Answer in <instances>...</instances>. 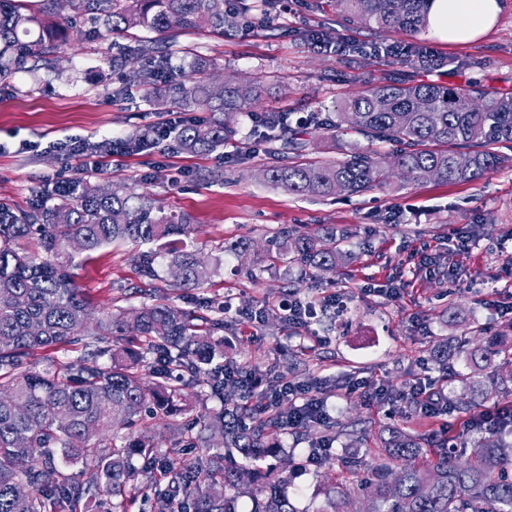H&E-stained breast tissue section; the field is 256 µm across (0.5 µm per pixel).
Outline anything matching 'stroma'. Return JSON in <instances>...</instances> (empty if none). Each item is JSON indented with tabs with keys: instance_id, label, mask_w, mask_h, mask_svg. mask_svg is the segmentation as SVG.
Returning <instances> with one entry per match:
<instances>
[{
	"instance_id": "1",
	"label": "stroma",
	"mask_w": 512,
	"mask_h": 512,
	"mask_svg": "<svg viewBox=\"0 0 512 512\" xmlns=\"http://www.w3.org/2000/svg\"><path fill=\"white\" fill-rule=\"evenodd\" d=\"M503 2L496 27L462 47L422 30L342 25L334 0H288L267 29L247 26L221 37L181 35L184 51L171 59L175 82L189 77L192 61L200 56L210 60L213 80L262 77L269 92L251 115L240 117L236 140L225 148L197 155L158 141L137 153L103 155L102 169L91 174L84 172L81 158L57 149V142L133 136L166 118L171 108L149 105L133 88L119 91L117 74L105 61L132 44V37L72 38L60 63L62 77L22 71L0 81V200L24 209L38 191L83 175L105 186L152 194L165 212L190 219L191 244L202 258L223 260L220 274L200 289L186 290L180 304L191 307L201 294L228 305L225 362L257 374L269 362H283L289 380L330 394L333 418L357 423L367 438H375L400 422L404 405L377 404L370 382L407 391L437 374L431 341L458 334L463 325L512 329V143L495 144L505 164L472 182L407 184L396 176L381 189L319 200L288 194L259 178V170L277 159L253 136L254 119L268 112H287L295 119L311 112L334 114L347 95L388 74L451 87L477 81L492 94L510 96L512 0ZM316 29L359 49L343 55L318 51L309 40ZM399 41L430 50L438 66L425 69L361 51L365 45ZM369 148L389 160L397 146L371 145L350 134L316 136L308 140L306 157L334 162ZM291 226L306 233L347 230L342 248L348 260L330 271L263 262L269 241ZM452 232L470 238L469 250L449 248ZM242 239L250 244L245 257L225 251V244ZM132 251L131 244L115 243L77 256L76 282L94 314L152 303V296L139 291ZM287 279L320 310L319 321L273 320L248 337L236 312L279 306ZM452 308L458 313L453 325L448 322ZM317 336L324 337V345H314ZM316 434L312 426L283 437L298 464L288 490L299 512L308 508L316 489L331 486L335 475L326 467L301 464Z\"/></svg>"
}]
</instances>
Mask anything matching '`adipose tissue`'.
Returning a JSON list of instances; mask_svg holds the SVG:
<instances>
[{"label":"adipose tissue","instance_id":"ef3b65f1","mask_svg":"<svg viewBox=\"0 0 512 512\" xmlns=\"http://www.w3.org/2000/svg\"><path fill=\"white\" fill-rule=\"evenodd\" d=\"M501 0H429L427 30L451 45H467L492 31Z\"/></svg>","mask_w":512,"mask_h":512}]
</instances>
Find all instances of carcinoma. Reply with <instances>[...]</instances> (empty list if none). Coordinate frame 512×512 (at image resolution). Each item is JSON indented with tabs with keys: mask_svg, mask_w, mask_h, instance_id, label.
I'll list each match as a JSON object with an SVG mask.
<instances>
[{
	"mask_svg": "<svg viewBox=\"0 0 512 512\" xmlns=\"http://www.w3.org/2000/svg\"><path fill=\"white\" fill-rule=\"evenodd\" d=\"M228 0H68L70 14L60 16L58 0H39L29 10L21 0H0V80L27 65L58 69L70 31L89 25L85 34L103 37L131 30L152 36L137 40L120 55L143 65L125 74L145 91L146 101L172 103L182 112H209L207 124L189 121L173 130L175 147L186 153L212 152L235 139L238 116L255 106L266 87L257 81L170 84L163 80L168 60L179 50V37L205 32L224 36L241 21ZM428 0H336L347 24L379 30L418 31L425 27ZM307 126L318 134H353L369 142H394L399 150L393 168L408 183L426 178L471 182L499 167L503 160L491 145L512 142V96H494L471 83L463 89L424 82L381 80L365 93H352L337 105L336 118L313 112ZM274 132L271 152L300 154L307 140L289 115L266 117ZM390 168L378 157L355 151L337 162L281 163L264 169L265 181L289 194L327 198L352 195L386 185ZM191 232L182 217L164 215L152 198L119 192L84 179H73L41 193L36 204L21 209L0 201V512H128L135 497L156 499L159 512H238L243 496L250 512H299L285 491V470L268 467L284 457L280 436L288 433V411L276 405L258 416L235 400L225 384L221 310L209 316L207 300L193 308L174 303L172 295L197 288L220 271L184 249ZM348 231L307 234L285 229L270 241L271 261L304 269L330 270L346 258L340 244ZM167 240V270L160 274L158 254L132 255L137 274L158 281L156 302L129 313L113 309L90 319V303L75 281L79 253L114 242L137 247ZM432 345V359L443 370L439 381L473 397L490 400L512 379V337L479 330ZM465 355L471 370L448 369V351ZM50 357L39 368L38 353ZM74 353L62 361L55 354ZM507 370L493 378L485 368ZM150 377L152 382L145 383ZM206 396L221 408L200 424L180 417L189 400ZM425 416L409 401L406 422L389 430L377 448L374 476L366 484L330 488L305 512H347L358 490L371 512H512V435L466 424L454 437L433 439L408 427ZM348 431L326 421L307 452L327 451ZM207 449L195 462L162 450L166 434ZM242 461L233 463L231 454ZM82 464L86 480L62 463ZM30 492L21 495L19 484Z\"/></svg>",
	"mask_w": 512,
	"mask_h": 512,
	"instance_id": "cac0c4a2",
	"label": "carcinoma"
}]
</instances>
